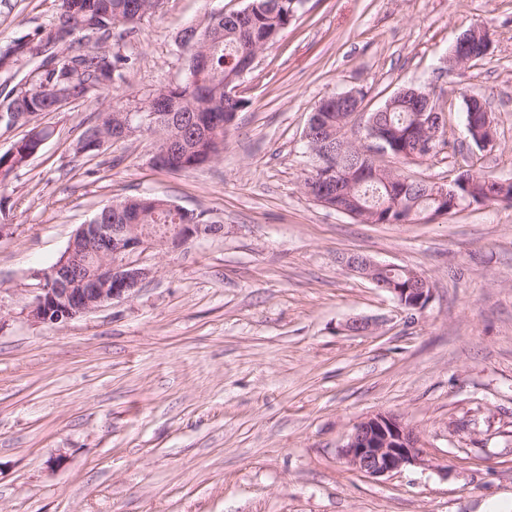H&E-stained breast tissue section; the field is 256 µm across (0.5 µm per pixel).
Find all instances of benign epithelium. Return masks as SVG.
<instances>
[{"mask_svg": "<svg viewBox=\"0 0 512 512\" xmlns=\"http://www.w3.org/2000/svg\"><path fill=\"white\" fill-rule=\"evenodd\" d=\"M70 34L58 28L53 30L49 40L40 48L43 55L50 54L59 45L65 43ZM492 40L485 29L478 27L460 36L448 61L455 64L475 60V54L490 52ZM417 102L414 123L421 130L414 150L408 155L410 159H420L432 153L434 144L442 138L443 123L439 118V109L432 95L415 88L403 89L395 93L379 110L371 113L363 125V143L360 145L336 134L340 147H350L360 154L370 157L376 154L393 155L389 147L391 138L387 133L384 118L387 112L403 100ZM353 109L357 115L362 108V99L355 92H345L326 98L319 102L317 108L331 107ZM467 128L469 134L478 142L481 149L493 145L494 132L491 113L486 109H477L473 103L466 105ZM320 155L315 172L316 181L323 188H333L339 195L349 194L352 190L376 177L379 171L393 172L390 167H373L341 174L328 167ZM481 175L474 170L460 173L452 184L432 182L433 198L440 203L435 216H446L458 208L461 201L468 197L460 196L455 188L465 182H477ZM224 235L222 224H181L172 234H160L158 230L143 224H82L79 226L74 241L70 242L64 255L49 268L37 274L38 283L31 290L32 298L27 304V317L37 323L49 326L64 325L98 307L121 299L139 288L151 273L143 264V256L159 245L179 246L188 242L220 237ZM81 243L83 253L100 259L95 275L84 280L85 287H72V280L77 273V264L70 260L75 243ZM345 267L352 273L375 281L374 275L380 271L395 268L390 263L373 261L357 254L345 260ZM414 283L412 288H397L393 284H379V287L392 293L405 310L420 309L430 298L429 281L419 272H410ZM341 456L355 470L371 477L387 476L408 465L422 461L420 437L400 418L377 413L358 422L347 442L341 447Z\"/></svg>", "mask_w": 512, "mask_h": 512, "instance_id": "1", "label": "benign epithelium"}]
</instances>
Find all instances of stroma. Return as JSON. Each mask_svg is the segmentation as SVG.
Segmentation results:
<instances>
[{
    "instance_id": "stroma-1",
    "label": "stroma",
    "mask_w": 512,
    "mask_h": 512,
    "mask_svg": "<svg viewBox=\"0 0 512 512\" xmlns=\"http://www.w3.org/2000/svg\"><path fill=\"white\" fill-rule=\"evenodd\" d=\"M248 2L163 0L120 40L138 64L101 99L179 82L181 30ZM57 5L0 0V50ZM475 27L491 53L447 65ZM411 85L433 91L447 143L376 165L512 181V0H302L245 75L223 151L190 172L154 167L148 132L75 156L91 103L39 116L53 136L0 186V512H512V204L366 224L304 191L321 99L357 92L369 113ZM467 94L494 119L484 151L466 146ZM141 194L224 234L147 252L140 288L65 326L29 320L34 272L103 206ZM351 253L425 274L428 302L403 310L345 269ZM355 319L372 331L351 332ZM376 413L420 434L423 464L379 478L346 464Z\"/></svg>"
}]
</instances>
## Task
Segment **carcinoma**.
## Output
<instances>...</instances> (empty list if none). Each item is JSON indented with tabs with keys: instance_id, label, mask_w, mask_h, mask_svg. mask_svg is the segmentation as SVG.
<instances>
[{
	"instance_id": "obj_1",
	"label": "carcinoma",
	"mask_w": 512,
	"mask_h": 512,
	"mask_svg": "<svg viewBox=\"0 0 512 512\" xmlns=\"http://www.w3.org/2000/svg\"><path fill=\"white\" fill-rule=\"evenodd\" d=\"M255 5L251 15L241 18L236 13L222 15L214 24L210 39L190 48L183 79L161 87L137 100H111L104 104L97 92L122 81L136 58L112 48L115 24L124 20L128 31L156 12L159 0H59L58 11L50 27L67 26L75 38L58 58L56 67L41 72L13 98L15 111L38 117L53 112L54 91L98 105L95 121L79 136L74 153L93 156L99 153L101 141L114 135L116 116L124 112L155 113V128L174 149L161 160L159 168L172 173L186 172L211 162L224 148V136L232 126V118L224 112V81L238 76L240 59L261 49L288 27L298 4L292 0H250ZM96 37L99 46L85 50L84 35ZM391 138L403 162L406 136L413 126L412 112L404 105L396 106L388 116ZM346 113L336 110L321 113L319 125L313 129V141H325L336 130L345 127ZM54 130L33 126L14 143L15 151L0 155V184L8 182L23 169L30 158L41 150L42 142ZM329 201L357 211V219L370 224H420L429 221L438 204L427 188L411 179L403 195L392 197L385 184L372 181L355 190L351 197L338 199L327 192ZM474 200L512 202V184L506 192L496 184L478 182L471 186ZM126 207L116 212L110 205L101 208L90 220L92 224H157L173 232L180 224H198L201 214L173 204L160 196L137 195L123 199Z\"/></svg>"
}]
</instances>
